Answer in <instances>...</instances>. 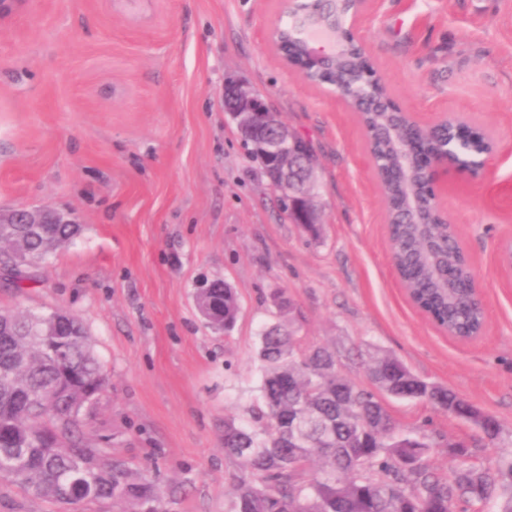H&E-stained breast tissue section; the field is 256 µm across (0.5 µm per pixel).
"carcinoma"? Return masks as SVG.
<instances>
[{
    "instance_id": "carcinoma-1",
    "label": "carcinoma",
    "mask_w": 512,
    "mask_h": 512,
    "mask_svg": "<svg viewBox=\"0 0 512 512\" xmlns=\"http://www.w3.org/2000/svg\"><path fill=\"white\" fill-rule=\"evenodd\" d=\"M365 109L351 104L366 129L368 148L386 168L398 163L402 143L415 131L387 111L390 94L370 82L360 94ZM421 173L382 190L396 237L399 266L416 300L448 331L479 328L480 312L463 282L438 273L458 266L462 251L448 225L422 228L406 221V202ZM81 231L79 224H1L0 267L20 289L26 270L43 263ZM288 321L260 334L261 404L250 421L224 420V455L235 461L229 512H512V457L495 472L475 467L464 443L448 445L457 462L452 478L428 463L426 434L397 430L379 395L418 401L471 421L489 442L500 424L452 389L416 376L393 354L366 349L371 387H361L336 369V355L301 335L292 301L274 297ZM224 305V331L236 321L238 304L221 281L201 296L198 311ZM106 384V373L82 323L73 315L0 312V476L56 512H75L97 502L108 512H163V491L147 474L90 444L82 424Z\"/></svg>"
}]
</instances>
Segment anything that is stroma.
Masks as SVG:
<instances>
[{
	"instance_id": "1",
	"label": "stroma",
	"mask_w": 512,
	"mask_h": 512,
	"mask_svg": "<svg viewBox=\"0 0 512 512\" xmlns=\"http://www.w3.org/2000/svg\"><path fill=\"white\" fill-rule=\"evenodd\" d=\"M280 13V0H13L0 13V207L82 226L23 289L0 277V310L82 320L109 378L89 436L150 472L165 512H226L224 421H248L260 400L256 351L276 294L357 385L370 381L347 351L372 344L496 417L493 444L446 412L384 398L398 428L429 435L434 472H454V442L487 470L512 454V285L497 256L512 235V0H369L356 29L404 110L423 123L461 114L501 143L484 179L450 173L439 196L486 308L467 343L408 301L357 115L286 65L269 39ZM230 82L310 140L319 237L288 221L249 157L224 110ZM203 276L237 295L229 334L196 310Z\"/></svg>"
}]
</instances>
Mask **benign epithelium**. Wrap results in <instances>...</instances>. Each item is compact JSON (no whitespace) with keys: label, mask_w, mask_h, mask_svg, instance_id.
I'll list each match as a JSON object with an SVG mask.
<instances>
[{"label":"benign epithelium","mask_w":512,"mask_h":512,"mask_svg":"<svg viewBox=\"0 0 512 512\" xmlns=\"http://www.w3.org/2000/svg\"><path fill=\"white\" fill-rule=\"evenodd\" d=\"M335 0H283L281 16L289 19V25L300 23L307 15L326 19L317 25L321 32L331 35V40L320 44L305 39L302 55L297 59L287 57L285 25L277 24L270 37L287 65L293 67L308 80L336 66L342 47L356 50L360 57H367L365 46L354 36L353 29L364 13L366 0H348L349 9L336 14ZM224 111L231 113L242 134L255 137L260 155L272 162L279 178L274 188L282 193L297 224H317L319 218L314 205L317 185L314 166L306 156L289 151L288 142L294 140L290 132L277 119L275 112L259 95L244 86L230 83L224 87ZM423 140L436 141L441 148L429 154L419 144L409 145L402 151L400 164L384 178L404 177L405 170L420 167L424 173L428 204H416L409 214L413 224L448 223V218L436 195L437 185L448 178L451 171L461 172L474 180L484 177L487 164L498 149V141L488 132L478 133L464 119L443 112L428 125H417ZM0 221L8 224H46L48 212L20 208L3 215ZM498 263L501 275L512 281V236L502 239L498 247Z\"/></svg>","instance_id":"1"}]
</instances>
